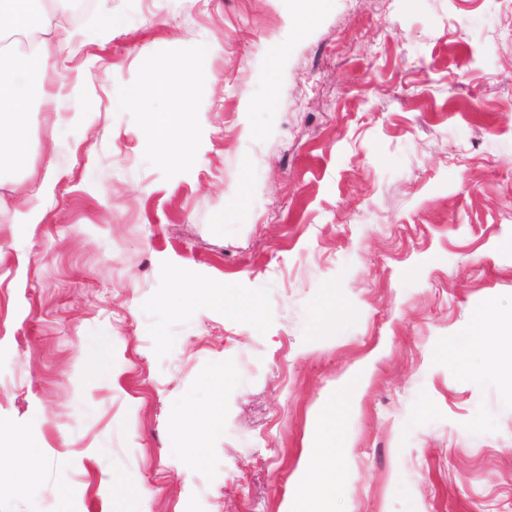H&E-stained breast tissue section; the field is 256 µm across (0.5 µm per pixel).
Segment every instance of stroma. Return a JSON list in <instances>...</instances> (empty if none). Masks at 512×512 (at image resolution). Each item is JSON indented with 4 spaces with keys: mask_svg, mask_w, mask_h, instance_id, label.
Instances as JSON below:
<instances>
[{
    "mask_svg": "<svg viewBox=\"0 0 512 512\" xmlns=\"http://www.w3.org/2000/svg\"><path fill=\"white\" fill-rule=\"evenodd\" d=\"M299 11L93 0L52 47L56 97L30 120V165L58 179L41 223L14 221L24 173L0 188V427L18 437L0 454L35 478L0 486V512H287L357 372L336 512H512V388L442 355L478 314H512V0H323L302 37ZM196 65L216 82L166 164L127 91ZM190 279L257 296L261 319L172 311ZM220 367L223 426L185 463L173 417Z\"/></svg>",
    "mask_w": 512,
    "mask_h": 512,
    "instance_id": "35a3bbf8",
    "label": "stroma"
}]
</instances>
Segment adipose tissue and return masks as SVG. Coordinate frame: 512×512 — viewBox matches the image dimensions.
Returning a JSON list of instances; mask_svg holds the SVG:
<instances>
[{
	"mask_svg": "<svg viewBox=\"0 0 512 512\" xmlns=\"http://www.w3.org/2000/svg\"><path fill=\"white\" fill-rule=\"evenodd\" d=\"M65 32L61 18L45 9L44 0H0V187L7 185L8 172L26 163L29 112L34 104L49 97L44 84L49 65L45 47ZM17 33L36 35V50L18 52L4 45V38ZM214 81L212 73L198 68L181 77L151 75L129 90L126 103L144 112L149 142L160 160L191 151L192 140L186 130L188 113L197 96ZM162 100L172 101V108L158 109ZM495 350L492 334L480 319L460 336L451 338L444 355L465 372L494 376L512 386V364L505 366L492 360ZM229 374L224 368L204 376L211 401L204 414L176 422L173 446L178 455L193 458L202 441L222 427L224 380ZM340 414L339 408H330L318 423L311 458L291 512H333V497L343 485L349 464Z\"/></svg>",
	"mask_w": 512,
	"mask_h": 512,
	"instance_id": "obj_1",
	"label": "adipose tissue"
}]
</instances>
